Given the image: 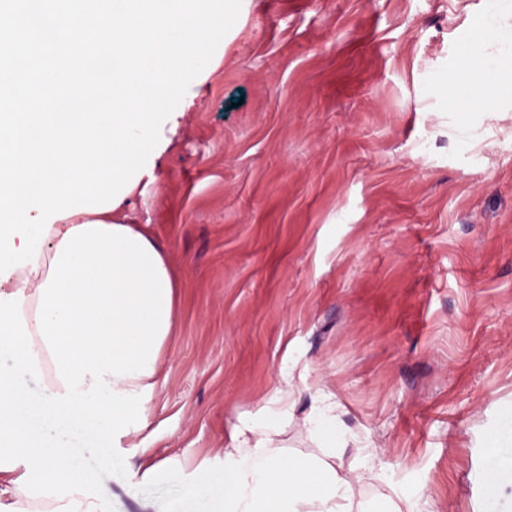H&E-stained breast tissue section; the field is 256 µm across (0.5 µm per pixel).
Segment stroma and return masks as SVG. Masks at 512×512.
<instances>
[{
  "mask_svg": "<svg viewBox=\"0 0 512 512\" xmlns=\"http://www.w3.org/2000/svg\"><path fill=\"white\" fill-rule=\"evenodd\" d=\"M512 0H242L127 212L177 281L143 427L118 453L220 467L245 418L287 453L304 420L383 448L360 502L512 512L484 447L512 412V95L454 107L462 59ZM289 388L288 404L273 400ZM112 512H166L176 484L102 466Z\"/></svg>",
  "mask_w": 512,
  "mask_h": 512,
  "instance_id": "obj_1",
  "label": "stroma"
}]
</instances>
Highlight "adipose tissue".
I'll list each match as a JSON object with an SVG mask.
<instances>
[{"label":"adipose tissue","instance_id":"obj_1","mask_svg":"<svg viewBox=\"0 0 512 512\" xmlns=\"http://www.w3.org/2000/svg\"><path fill=\"white\" fill-rule=\"evenodd\" d=\"M512 30L492 25L472 39L465 64L482 73L469 109H494L502 53ZM119 209L54 221L37 270L16 269L0 289V512H110L95 490L80 446L143 480L181 484L167 512H359V470L382 467L379 449L362 446L361 467L347 465L346 436L325 437L336 419L330 396L306 420L321 457L284 455L276 430L243 423L224 451L222 471L194 479L157 462L134 467L107 443L144 418L174 327L176 282L165 253ZM512 426L487 444V489L512 483Z\"/></svg>","mask_w":512,"mask_h":512}]
</instances>
